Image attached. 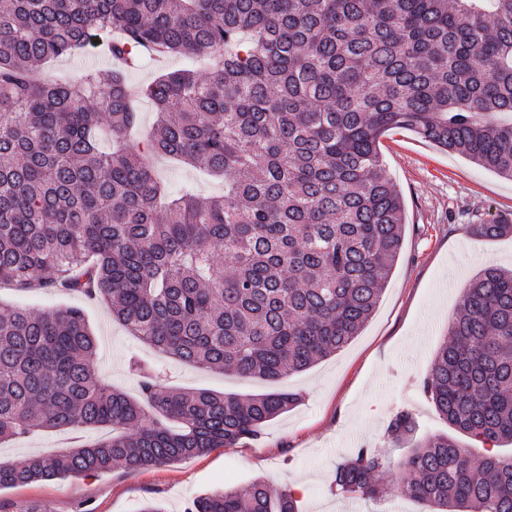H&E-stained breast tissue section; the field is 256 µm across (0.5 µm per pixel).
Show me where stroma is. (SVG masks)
<instances>
[{"label":"stroma","mask_w":512,"mask_h":512,"mask_svg":"<svg viewBox=\"0 0 512 512\" xmlns=\"http://www.w3.org/2000/svg\"><path fill=\"white\" fill-rule=\"evenodd\" d=\"M385 176L404 203L405 233L398 262L364 327L345 347L310 369L282 381L301 399L269 421L260 440L218 448L175 464L130 472L115 468L95 476L41 480L0 490V512H140L159 501L165 512H185L199 494L241 486L260 478L292 490L300 512H419L416 502L396 495L377 501L351 500L331 490L337 463L355 449L371 448L399 462L386 427L394 414L409 412L418 437L448 430L420 383L448 337L449 323L472 277L487 264L512 267V235L486 239L474 224L512 221V181L468 158L404 130L379 143ZM171 193L193 187L203 197L222 194L223 182L199 170L155 160ZM83 307L98 343L100 376L114 389L135 395L130 355L158 364L163 387L207 388L253 395L272 383L234 373L176 364L144 348L113 320L104 301L50 288L19 291L0 287V307L48 310ZM75 439L51 432L0 447V460L16 462L50 453Z\"/></svg>","instance_id":"1"}]
</instances>
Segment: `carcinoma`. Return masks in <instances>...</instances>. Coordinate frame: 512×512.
<instances>
[{"label":"carcinoma","mask_w":512,"mask_h":512,"mask_svg":"<svg viewBox=\"0 0 512 512\" xmlns=\"http://www.w3.org/2000/svg\"><path fill=\"white\" fill-rule=\"evenodd\" d=\"M98 34L118 65L41 76ZM144 51L209 61L138 93L155 112L148 152L224 178L221 197L168 195L129 141L126 73ZM392 130L512 178V0H0V286L102 296L158 354L279 383L358 334L400 256L403 202L379 156ZM472 230L494 238L512 224ZM448 333L425 395L450 429L512 444V270L482 269ZM132 368L150 412L99 376L81 307L0 311V444L112 427L94 444L0 461V489L233 448L300 401L164 390ZM415 433L407 412L387 428L409 448L401 482L360 448L336 465V494L512 512L511 455ZM187 512L300 510L256 478Z\"/></svg>","instance_id":"cac0c4a2"}]
</instances>
